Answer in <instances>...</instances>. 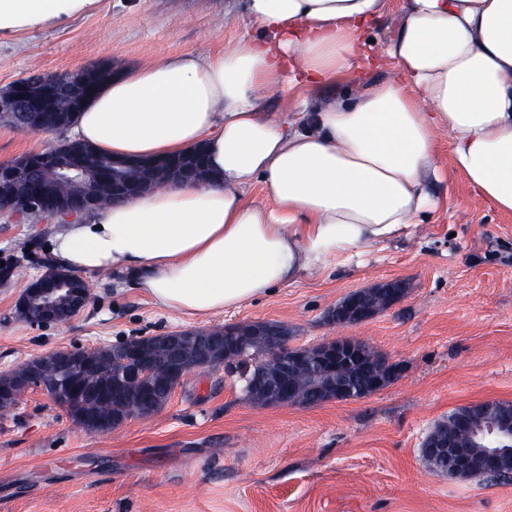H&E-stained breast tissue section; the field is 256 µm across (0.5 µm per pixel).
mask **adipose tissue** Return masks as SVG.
I'll list each match as a JSON object with an SVG mask.
<instances>
[{
	"instance_id": "adipose-tissue-1",
	"label": "adipose tissue",
	"mask_w": 512,
	"mask_h": 512,
	"mask_svg": "<svg viewBox=\"0 0 512 512\" xmlns=\"http://www.w3.org/2000/svg\"><path fill=\"white\" fill-rule=\"evenodd\" d=\"M100 0H0V37L60 27ZM386 0H245L254 35L105 79L78 137L114 157L206 150L181 182L61 225L65 268L127 276L169 312L205 316L271 294L330 259L406 234L435 207L437 137L455 169L512 213V0H407L392 78L352 101L313 97L350 71ZM288 110L267 116L269 92ZM260 186L266 200L249 199Z\"/></svg>"
}]
</instances>
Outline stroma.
Instances as JSON below:
<instances>
[{"instance_id": "35a3bbf8", "label": "stroma", "mask_w": 512, "mask_h": 512, "mask_svg": "<svg viewBox=\"0 0 512 512\" xmlns=\"http://www.w3.org/2000/svg\"><path fill=\"white\" fill-rule=\"evenodd\" d=\"M403 7L388 0L365 32L373 63L364 80L391 72L383 49ZM250 27L241 0H101L66 26L1 38L0 89L33 74L213 52ZM59 141L0 125V163ZM437 160L448 174L434 187L440 205L412 236L205 318L160 310L102 271L88 276L90 300L70 321L30 326L15 302L53 267L57 226L0 215V375L59 350L249 320L286 326L295 348L351 336L403 365L376 394L305 408L252 403L238 374L196 371L155 413L97 432L28 391L0 410V512H512V481L459 480L421 453L456 407L512 402V214L454 171L444 132ZM392 279L405 284L398 303L358 325L327 323L345 295Z\"/></svg>"}]
</instances>
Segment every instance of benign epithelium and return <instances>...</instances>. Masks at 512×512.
<instances>
[{
	"label": "benign epithelium",
	"instance_id": "obj_1",
	"mask_svg": "<svg viewBox=\"0 0 512 512\" xmlns=\"http://www.w3.org/2000/svg\"><path fill=\"white\" fill-rule=\"evenodd\" d=\"M87 87L83 69H71L52 76H36L0 91V124L53 126L56 112H74ZM119 173L112 176V199L126 200L170 179L204 178L199 155L157 160H116ZM100 168L96 155L78 140L68 139L51 150L23 155L0 164V213L19 218L63 216L76 219L88 212L97 183L93 175ZM66 180L70 198L59 205L46 185V178ZM90 290L84 279L68 271H48L24 290L16 302L21 318L33 326L68 321L88 301ZM405 295L402 283L382 282L372 288L352 292L328 314L336 325L365 322L379 311L397 303ZM236 336L246 344L267 336L266 358L275 366L257 392L265 405L310 407L328 401L344 402L373 395L397 380L402 365L379 355L370 365L369 383L356 394L352 388L350 358L363 357L373 347L356 339L340 337L310 347V352L288 345L287 332L266 321L229 324L208 331H169L159 336H139L115 349L126 370L112 383V395L131 398L139 408L150 411L163 387L172 388L189 373L224 365V336ZM62 372L94 371L98 359L91 349H66L26 363L11 387L0 393V406L17 401L28 389L42 391L57 403L65 402L48 383L46 362ZM307 374L315 387L302 398L294 384L298 373ZM453 436L429 437L424 442L428 454L448 458V475L468 479L500 477L503 457L512 454V414L487 405L471 403L455 410L448 421Z\"/></svg>",
	"mask_w": 512,
	"mask_h": 512
}]
</instances>
